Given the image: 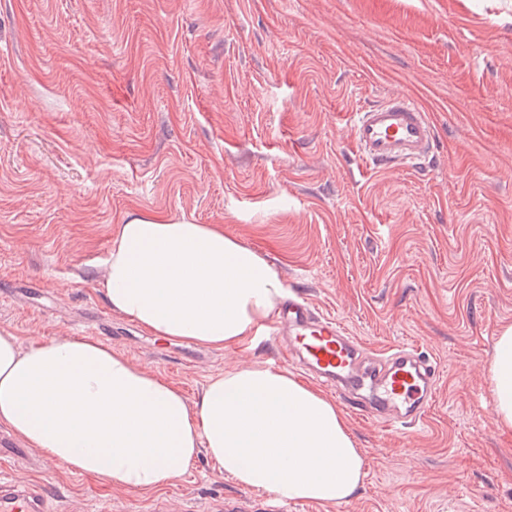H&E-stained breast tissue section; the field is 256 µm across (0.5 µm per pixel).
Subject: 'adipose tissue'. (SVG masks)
<instances>
[{"label":"adipose tissue","instance_id":"1","mask_svg":"<svg viewBox=\"0 0 512 512\" xmlns=\"http://www.w3.org/2000/svg\"><path fill=\"white\" fill-rule=\"evenodd\" d=\"M99 285L112 312L165 341L223 348L256 335L284 293L275 266L223 225L134 215ZM492 407L512 430V326L490 366ZM0 425L68 471L154 491L199 454L237 484L336 504L365 459L335 404L292 373L256 366L211 377L195 402L162 376L89 338L21 346L0 332Z\"/></svg>","mask_w":512,"mask_h":512}]
</instances>
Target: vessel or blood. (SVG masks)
Returning <instances> with one entry per match:
<instances>
[{"instance_id":"b4317fda","label":"vessel or blood","mask_w":512,"mask_h":512,"mask_svg":"<svg viewBox=\"0 0 512 512\" xmlns=\"http://www.w3.org/2000/svg\"><path fill=\"white\" fill-rule=\"evenodd\" d=\"M352 134L364 162L393 168L430 160L437 138L427 113L404 95L355 113ZM269 328L284 337L285 360L336 392L351 409L381 419L386 427L421 422L436 400L437 368L417 348L371 352L303 295L284 302ZM0 512H47L46 495L34 485L0 475Z\"/></svg>"}]
</instances>
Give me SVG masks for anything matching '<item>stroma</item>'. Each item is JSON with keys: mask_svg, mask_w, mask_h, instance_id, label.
Masks as SVG:
<instances>
[{"mask_svg": "<svg viewBox=\"0 0 512 512\" xmlns=\"http://www.w3.org/2000/svg\"><path fill=\"white\" fill-rule=\"evenodd\" d=\"M417 102L428 169L358 160L354 112ZM223 225L374 352L440 370L423 423L342 409L367 475L320 512H512V431L489 365L512 326V0H0V331L81 330L195 400L274 341H159L111 311L101 262L129 215ZM0 469L61 512H244L207 456L156 491L114 490L28 449Z\"/></svg>", "mask_w": 512, "mask_h": 512, "instance_id": "obj_1", "label": "stroma"}]
</instances>
